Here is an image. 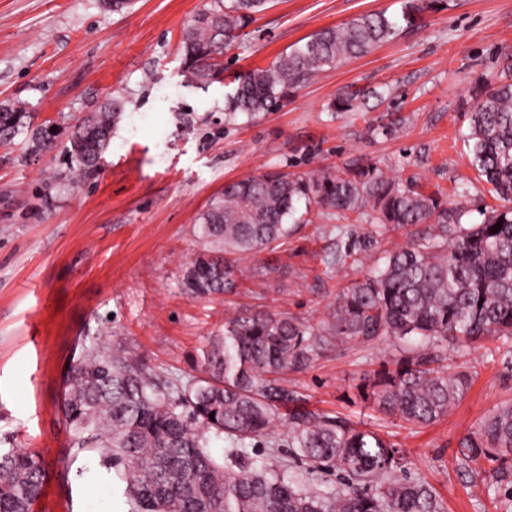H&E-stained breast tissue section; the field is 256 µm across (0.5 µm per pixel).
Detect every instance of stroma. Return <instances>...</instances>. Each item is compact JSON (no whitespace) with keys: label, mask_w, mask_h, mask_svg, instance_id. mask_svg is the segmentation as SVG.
Instances as JSON below:
<instances>
[{"label":"stroma","mask_w":512,"mask_h":512,"mask_svg":"<svg viewBox=\"0 0 512 512\" xmlns=\"http://www.w3.org/2000/svg\"><path fill=\"white\" fill-rule=\"evenodd\" d=\"M209 0H0V104H24L38 124L74 125L122 96L125 111L101 168L73 181L60 152L23 137L0 143V439L37 450L47 480L37 512H122L99 459L73 456L62 379L81 338L122 341L153 366L187 377L226 317L266 309L323 328L346 286L420 236L319 209L279 252L241 262L236 293L193 298L180 282L198 249L193 226L226 182L270 171L316 174L361 161L481 222L498 201L462 136L472 89L512 51V0H443L422 24L366 56L305 82L277 111L228 118L216 83L184 86L182 32ZM402 0H270L225 53L230 70L267 66L317 31L362 14H399ZM377 91L364 112H330L344 86ZM395 128L392 137L382 128ZM372 232L360 260L337 262L349 231ZM400 349L327 337L285 379L309 409L377 431L404 454V476L428 483L442 512H506L507 474L474 484L458 466L461 439L512 402V365L495 341L448 348L441 367L470 375L448 416L416 428L363 400V376L393 367Z\"/></svg>","instance_id":"35a3bbf8"}]
</instances>
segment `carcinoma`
Returning <instances> with one entry per match:
<instances>
[{
	"instance_id": "carcinoma-1",
	"label": "carcinoma",
	"mask_w": 512,
	"mask_h": 512,
	"mask_svg": "<svg viewBox=\"0 0 512 512\" xmlns=\"http://www.w3.org/2000/svg\"><path fill=\"white\" fill-rule=\"evenodd\" d=\"M267 3L210 0L183 32V83L206 90L216 82L224 73L221 57ZM438 4L404 0L398 18L375 12L318 31L269 66L235 73L224 112L234 118L275 111L317 72L392 41ZM376 97L373 89H341L327 110L355 112ZM474 99L463 143L478 177L505 202L479 224L463 226L461 211L385 177L373 164L245 177L225 184L200 213L199 251L183 279L193 296L236 292L243 257L282 248L301 221L302 204L395 229L428 225L337 295L326 329L266 311L235 315L202 349L197 375L185 380L149 365L127 343L107 348L81 341L63 375L61 410L74 453L98 454L125 512H441L430 486L397 475L401 450L372 430L299 404L282 374L306 368L325 333L360 343L416 340L425 353L399 359L365 388L384 414L426 427L447 415L470 385L468 375L434 366L430 352L490 337L512 340V81H484ZM123 112L125 101L111 96L72 127L65 154L74 181L99 169ZM21 133L37 151L57 147L51 126L34 125L21 105H1L0 142ZM372 239L352 235L336 250V261L367 251ZM281 415L291 454L312 474L340 475L343 486L306 488L294 474L250 461L254 441L279 447L272 434ZM217 441L225 443L222 464L210 451ZM461 447L459 466L475 479L486 473L483 463L502 459L501 449L512 453V404L489 413ZM44 480L37 453L0 448V512H31Z\"/></svg>"
}]
</instances>
